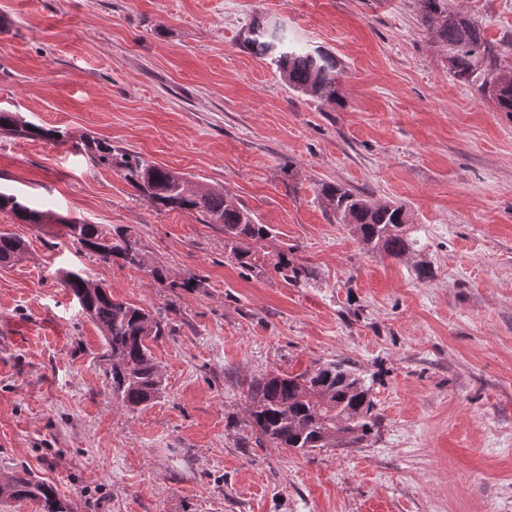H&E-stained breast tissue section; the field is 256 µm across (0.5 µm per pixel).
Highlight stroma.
Segmentation results:
<instances>
[{
    "mask_svg": "<svg viewBox=\"0 0 512 512\" xmlns=\"http://www.w3.org/2000/svg\"><path fill=\"white\" fill-rule=\"evenodd\" d=\"M451 5L512 68V0ZM0 16V109L62 133L0 135V189L131 228L200 281L171 289L0 212L27 243L0 268V470L29 468L74 512H512V118L454 76L416 0H0ZM253 22L335 56L342 104L289 90L243 46ZM88 135L223 186L275 228L262 251L291 248L312 280L242 271L221 226L92 166ZM325 182L405 205L423 252L366 251ZM78 269L175 306L153 404L113 401L101 335L61 283ZM330 359L370 379L377 431L305 455L256 445L251 380Z\"/></svg>",
    "mask_w": 512,
    "mask_h": 512,
    "instance_id": "1",
    "label": "stroma"
}]
</instances>
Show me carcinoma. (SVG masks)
<instances>
[{"instance_id":"obj_1","label":"carcinoma","mask_w":512,"mask_h":512,"mask_svg":"<svg viewBox=\"0 0 512 512\" xmlns=\"http://www.w3.org/2000/svg\"><path fill=\"white\" fill-rule=\"evenodd\" d=\"M417 4L420 21L432 39L448 48L455 77L470 80L478 60L494 57V48L482 36L479 24L450 10L448 0H417ZM244 46L260 57L271 56L289 89L329 103L339 102L340 68L331 53L304 47L285 31L268 32L259 24L248 28ZM479 89L497 111L512 118L511 69L492 70ZM0 135L54 140L61 132L35 126L15 112L1 110ZM82 145L95 165L120 171L137 196L155 209L194 211L202 216L203 223L222 226L224 249L241 269L261 271L268 265L292 284L305 283L312 277V270L296 263L288 248L271 258H261L257 244L270 236V226L259 223L251 210L224 193V187L193 190L185 174L114 147L105 139L87 137ZM320 194L342 223L354 226L367 250L400 259L423 247L409 230L404 206L378 204L367 195L333 183L322 184ZM2 211L19 224L60 223L81 251L105 263L142 270L155 281H167L166 270L149 263L137 234L130 229L111 231L103 224L69 219L0 191ZM25 253L26 244L21 238L0 230V267L13 265ZM61 281L102 335L101 358L108 361L106 373L112 398L132 410L160 398L165 386L150 343L174 333L167 314L114 299L111 292L94 287L95 281L79 270L63 272ZM198 286L199 279L194 276L169 282L173 289ZM374 409L370 386L362 374L346 361L333 359L298 374L272 372L253 381L246 414L256 444L270 442L305 453L334 448L338 443L351 447L362 443L378 425ZM17 501L34 503L37 512H73L71 503L59 498L52 483L35 479L26 468L0 472V503Z\"/></svg>"}]
</instances>
